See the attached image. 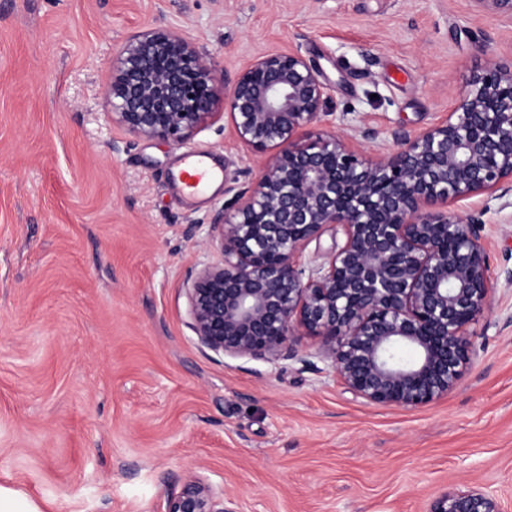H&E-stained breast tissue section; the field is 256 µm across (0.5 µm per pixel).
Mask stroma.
Returning a JSON list of instances; mask_svg holds the SVG:
<instances>
[{
	"instance_id": "1",
	"label": "stroma",
	"mask_w": 512,
	"mask_h": 512,
	"mask_svg": "<svg viewBox=\"0 0 512 512\" xmlns=\"http://www.w3.org/2000/svg\"><path fill=\"white\" fill-rule=\"evenodd\" d=\"M167 27L231 73L300 50L372 153L512 61V24L474 0H0V487L18 512H164L192 472L235 512H426L462 486L512 512V196L485 216L472 363L433 404L354 398L308 337L275 365L203 349L186 278L220 261L206 219L261 160L225 117L175 147L113 121V57ZM198 151L224 172L199 200L173 178Z\"/></svg>"
}]
</instances>
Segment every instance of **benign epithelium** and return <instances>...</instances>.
Segmentation results:
<instances>
[{
  "label": "benign epithelium",
  "mask_w": 512,
  "mask_h": 512,
  "mask_svg": "<svg viewBox=\"0 0 512 512\" xmlns=\"http://www.w3.org/2000/svg\"><path fill=\"white\" fill-rule=\"evenodd\" d=\"M512 23V0H473ZM333 87L299 50L264 53L229 76L178 29L132 36L112 60L107 106L133 134L180 146L216 115L262 158L209 219L220 262L189 274L188 326L202 347L274 364L318 340L344 388L371 404L416 408L448 394L471 363L469 327L490 304L483 216L457 204L512 193V61L473 71L448 117L392 132L372 156L321 129ZM346 241L312 267L330 227ZM165 512H233L224 489L187 476ZM427 512H504L477 487ZM336 239V246L343 245L345 241L344 232L341 226H336V231L333 229L327 231L323 234L320 239V244H316V242H312L305 251L304 261L309 262L314 260L317 253L323 254L330 250V248L334 245Z\"/></svg>",
  "instance_id": "benign-epithelium-1"
}]
</instances>
